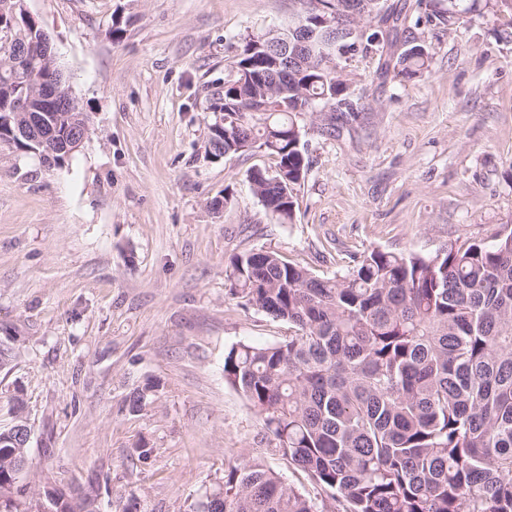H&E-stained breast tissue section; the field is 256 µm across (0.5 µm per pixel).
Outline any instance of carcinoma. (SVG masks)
Instances as JSON below:
<instances>
[{"instance_id": "cac0c4a2", "label": "carcinoma", "mask_w": 512, "mask_h": 512, "mask_svg": "<svg viewBox=\"0 0 512 512\" xmlns=\"http://www.w3.org/2000/svg\"><path fill=\"white\" fill-rule=\"evenodd\" d=\"M301 22L339 17L351 4L369 5L382 25L345 20L321 36L335 62L358 52L378 57L376 76H422L424 45L403 36L407 6L379 0H302ZM448 0V19L478 11V0ZM11 18L27 41L42 29L26 17L23 0ZM0 43V96L24 85L37 92L46 70L37 64L12 75ZM263 102L262 86L224 89V141L219 157L254 147L274 157L252 191L281 224L294 221L297 191L310 162L301 148L305 118L297 105L328 106L330 126L355 116L336 72L316 62L288 70L284 108L238 112L244 99ZM16 117L0 112V147L28 152L35 144L15 133ZM230 294L294 335L277 344L240 343L224 355L225 381L249 402L277 440L275 454L323 494L310 498L285 484L259 459L224 466V492L214 512H512V228L488 240L470 238L433 253L374 248L343 275L321 276L274 251L233 257ZM157 385L134 390L132 412ZM89 507L80 494L52 512Z\"/></svg>"}]
</instances>
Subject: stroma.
I'll list each match as a JSON object with an SVG mask.
<instances>
[{
    "instance_id": "obj_1",
    "label": "stroma",
    "mask_w": 512,
    "mask_h": 512,
    "mask_svg": "<svg viewBox=\"0 0 512 512\" xmlns=\"http://www.w3.org/2000/svg\"><path fill=\"white\" fill-rule=\"evenodd\" d=\"M436 2L405 21L424 76L378 80L359 53L342 63L359 112L334 136L306 125L310 169L281 224L248 180L273 160L207 149L244 38L298 22L299 0H25L89 133L59 166L0 151V340L16 352L0 368V427L19 398L31 430L20 512L48 486L90 494L98 512H197L225 463L260 456L318 497L224 380L232 346L290 334L230 295L225 269L264 249L331 277L376 247L432 253L512 225L501 4L453 23ZM150 380L159 390L130 412Z\"/></svg>"
}]
</instances>
